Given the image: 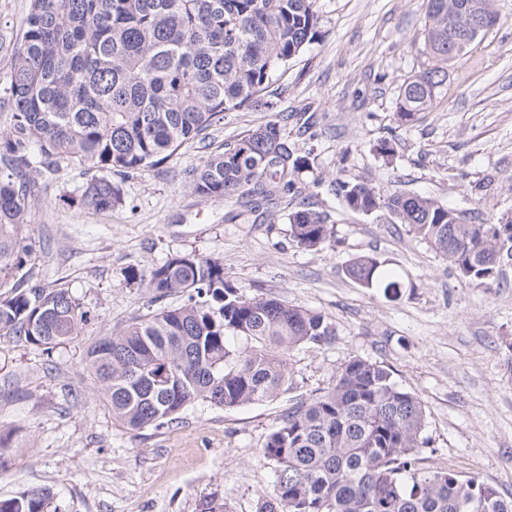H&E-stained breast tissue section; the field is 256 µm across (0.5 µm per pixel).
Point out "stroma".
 Listing matches in <instances>:
<instances>
[{"instance_id": "1", "label": "stroma", "mask_w": 512, "mask_h": 512, "mask_svg": "<svg viewBox=\"0 0 512 512\" xmlns=\"http://www.w3.org/2000/svg\"><path fill=\"white\" fill-rule=\"evenodd\" d=\"M313 42L265 92L272 109L225 113L204 141L166 163L113 175L122 204L89 211L78 199L93 171L62 162L31 205L23 231L29 264L47 288H65L89 311L79 336L50 354L0 338V499L50 488L51 512H199L204 496L228 512H257L273 467L260 450L296 398L331 385L345 360L390 367L424 403L429 465L471 475L512 496V264L485 288L462 282L447 259L383 210H349L340 180L383 194L416 193L460 212L512 213V0H493L500 24L448 63L430 111L401 124L403 81L430 65L426 0H317ZM30 0H0V133L12 123L13 53ZM280 122L310 166L301 196L253 207L192 193L188 172L248 129ZM394 137L392 159L377 142ZM329 214L330 243L298 246L288 215L299 204ZM224 265L250 297L275 296L322 312L336 334L290 351L291 387L227 410L196 401L176 422L131 432L113 422L86 367L89 348L158 305L144 280L167 257ZM370 255L397 272V294L352 279ZM137 280H130V271Z\"/></svg>"}]
</instances>
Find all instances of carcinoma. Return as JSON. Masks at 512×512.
I'll return each mask as SVG.
<instances>
[{"label":"carcinoma","mask_w":512,"mask_h":512,"mask_svg":"<svg viewBox=\"0 0 512 512\" xmlns=\"http://www.w3.org/2000/svg\"><path fill=\"white\" fill-rule=\"evenodd\" d=\"M492 0H427L424 43L435 64L405 81L397 116L407 124L431 109L448 76V44L465 23L448 5ZM316 0H31L14 50L13 123L0 134V337L49 352L79 335L90 314L65 288L33 282L21 229L31 202L60 162L99 171L79 204H121L106 177L165 162L224 113L269 107L273 77L313 40ZM270 121L210 154L188 172L207 200L247 199L258 207L290 192L306 167ZM338 195L357 213L386 210L409 233L448 258L465 283L481 288L512 264V215L468 216L415 194L382 195L342 181ZM293 241L315 249L332 238L329 215L301 205L288 214ZM368 288L397 283L371 256L347 266ZM155 300L186 301L134 317L100 339L87 365L112 419L132 431L159 427L198 399L233 409L263 402L288 385L286 355L334 336L318 311L276 297L248 298L224 278V264L177 254L151 270ZM243 341L228 344V337ZM426 411L376 361L352 357L330 387L297 400L267 435L273 495L259 512H512V497L475 477L423 465ZM52 493L36 488L0 499V512H48Z\"/></svg>","instance_id":"obj_1"}]
</instances>
